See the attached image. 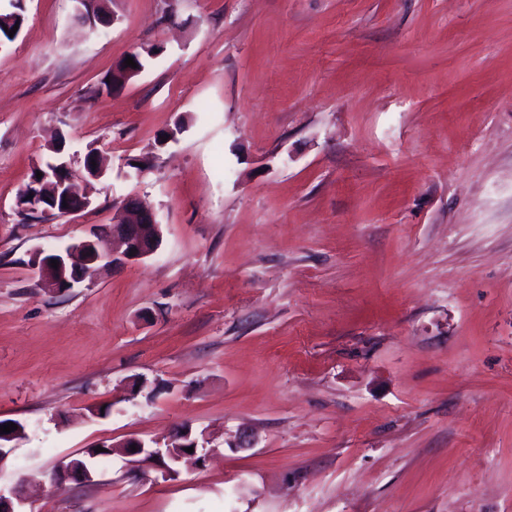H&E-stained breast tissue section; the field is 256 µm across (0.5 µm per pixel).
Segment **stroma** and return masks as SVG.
Returning a JSON list of instances; mask_svg holds the SVG:
<instances>
[{
	"mask_svg": "<svg viewBox=\"0 0 512 512\" xmlns=\"http://www.w3.org/2000/svg\"><path fill=\"white\" fill-rule=\"evenodd\" d=\"M25 0L0 44V492L28 512H512V0ZM160 52L123 89L118 60ZM65 139L103 177L15 206ZM134 197L162 244L28 261ZM254 447L233 448L240 428ZM206 461L53 485L94 445ZM123 210L125 216L117 224L90 230L86 237L52 257H45L47 254L42 250L34 251L30 264L37 286L52 294L66 292L92 275L102 263L124 265L153 254L160 245L161 225L152 210L133 198L124 203ZM116 242L124 248L115 249ZM51 260L58 261V269L51 267ZM169 444L170 443H168L167 448L164 449L146 448L142 441L136 438H132L128 439L120 445H112V452L118 451L126 457L131 458L129 461L133 463L135 467H138L140 464L150 462L152 460L157 461L160 463L163 473L167 476H171L176 474V469L174 468L175 464H177L182 458L186 456H192L196 454L198 443L195 438H192L191 442L186 444V447H183V450L172 448V446ZM131 445H136V451H132L130 449ZM187 446L193 447L192 453L185 451V448H188ZM165 460H167V462Z\"/></svg>",
	"mask_w": 512,
	"mask_h": 512,
	"instance_id": "stroma-1",
	"label": "stroma"
}]
</instances>
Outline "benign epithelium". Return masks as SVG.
I'll return each mask as SVG.
<instances>
[{"instance_id": "1", "label": "benign epithelium", "mask_w": 512, "mask_h": 512, "mask_svg": "<svg viewBox=\"0 0 512 512\" xmlns=\"http://www.w3.org/2000/svg\"><path fill=\"white\" fill-rule=\"evenodd\" d=\"M74 178L71 163L66 162L49 181L43 183V196L54 200L53 207L44 209L45 214L51 215L57 210L66 214L74 213V210L63 206V200H70L77 194ZM123 210L125 216L118 223L89 231L86 237L74 241L68 249L50 258L42 250L34 251L30 264L35 270L37 286L52 294L66 292L93 274L103 263L124 265L153 254L160 245L161 225L152 210L133 198L124 203ZM53 259L58 261L56 269L51 267ZM132 445L136 446V450L130 449ZM118 452L129 457L136 466L157 461L167 476L175 474L174 465L188 456V452L170 445L164 449L148 448L136 438L118 445ZM93 470L94 457L73 458L57 465L55 480L87 482L92 478ZM25 503L27 499L20 491L10 498L0 494V512H21V506Z\"/></svg>"}]
</instances>
